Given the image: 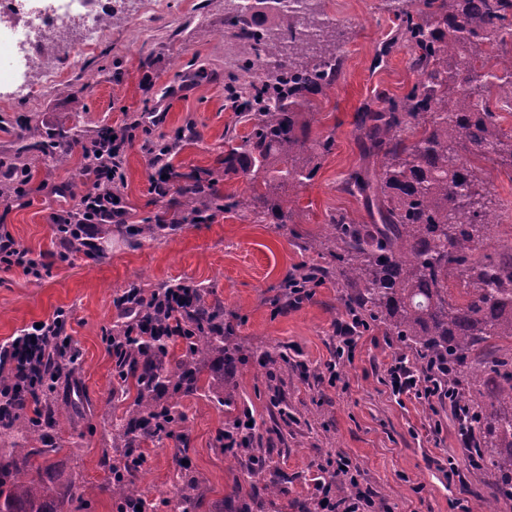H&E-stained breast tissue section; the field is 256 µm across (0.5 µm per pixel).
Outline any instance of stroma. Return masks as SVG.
Wrapping results in <instances>:
<instances>
[{
	"label": "stroma",
	"instance_id": "1",
	"mask_svg": "<svg viewBox=\"0 0 512 512\" xmlns=\"http://www.w3.org/2000/svg\"><path fill=\"white\" fill-rule=\"evenodd\" d=\"M323 5L345 30L344 57L336 84L313 101L310 136L332 130L336 142L312 180L291 197L288 223H260L241 211L137 245L122 225L103 224L105 258L62 263L56 259L61 246L51 215L87 189L86 180L75 174L76 157L39 167L29 195L0 196V229L44 266L38 279L0 266V342L62 310L82 353L74 398L85 414L60 422L59 449L49 456L52 466L72 473L83 491L69 512H118L102 467L103 460L119 455L103 439L116 413L106 335L118 319L114 300L132 281L148 288L161 282L208 286L210 301L224 309V346L232 353L228 359L210 353L206 365L223 373L233 407L197 395L181 397L185 422L178 437L140 447L141 483L152 491L155 512H170L179 454L201 481V512H314V480L339 455L349 460L377 512H475L480 499L490 496V486L464 464L447 402L392 395L387 368L402 346L382 327L370 326L353 353L341 359L337 379H330L326 365L336 353L333 325L345 315L343 290L335 280L321 281L294 307L279 295L280 282L296 266L323 265L306 245L329 232L333 215L368 218L362 200L341 189L346 173L361 163L353 132L357 110L376 91L399 97L418 79L406 46H396L381 65L373 63L392 26L385 0H324ZM168 12L166 25L127 18L93 51L73 46L66 79L45 93L0 95V159L12 155L27 121L44 133H85L121 128L133 112L160 110L165 118L153 136H172L188 124L198 133L196 142L175 156L177 170L216 168L224 154V130L234 121L224 108V84L236 51L223 36L224 0H168ZM124 156L128 222L138 224L164 205L149 191L151 167L141 139L131 140ZM473 162L502 203L500 222L484 245L485 254L493 256L512 245V171L484 156ZM265 350L287 352L288 359L260 366L257 357ZM244 408L256 420L254 445L266 451L265 480L277 492L258 491L243 506L236 491L247 487L248 473L222 452L219 434Z\"/></svg>",
	"mask_w": 512,
	"mask_h": 512
}]
</instances>
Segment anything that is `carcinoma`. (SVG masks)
<instances>
[{
    "label": "carcinoma",
    "mask_w": 512,
    "mask_h": 512,
    "mask_svg": "<svg viewBox=\"0 0 512 512\" xmlns=\"http://www.w3.org/2000/svg\"><path fill=\"white\" fill-rule=\"evenodd\" d=\"M305 29L294 46L283 31L293 18L280 11L264 26L253 24L254 14L238 5L227 12L225 23L236 36H244L275 59L289 51L288 72L274 63L255 75V64L239 48L236 72L224 85V106L235 123L251 126L240 135L224 131V175L242 173L252 194L242 198L219 187L214 171L191 176L176 171L171 156L181 143L195 140L192 126L176 131L171 139L149 137L144 148L154 162L165 163L168 178L153 188L179 212L168 218L156 215L143 224H129L131 238H157L183 229L186 224H210L219 214L251 211L261 220L282 224L288 215L277 203L287 188L298 191L315 171V159L332 151L335 131L310 139L306 112L311 97L331 87L341 73L338 51L343 43L338 23L322 9L323 0H305ZM391 37L375 62H382L394 45L411 50L410 67L420 80L401 97L378 92L355 116L354 133L362 141L366 161L351 170L343 191L362 197L370 222L344 214L332 220V233L311 245L334 266H300L290 277L305 287L328 276L348 290L345 311L370 323L431 362L445 366L448 395L470 413L458 419V430L476 436L482 470L494 475L495 495L512 499V351L500 353L493 340L512 342V247L492 257L475 246L488 239L499 208L487 188L482 170L468 154L493 155L512 169V133L503 130L500 117L485 97L490 82L479 75L497 69L495 85L512 99V56L492 55L493 49L512 39V0H392ZM26 137L14 149L8 166L10 181L27 188L42 163L63 164L68 152L59 150L64 134L44 141L37 127H25ZM112 129L102 127L88 138L76 137L78 171L86 174L95 160L93 145L106 141ZM196 312L182 316L186 327L176 342L178 356L169 348L125 347L116 333L107 341L120 348L116 368L118 398L136 395L112 422L107 436L124 443L122 461L109 471L136 469L134 449L140 442L160 443L167 427L183 422L174 406L160 403L157 393L174 381V391L192 394L202 388L224 404V380L209 376L201 384L204 357L224 352V310L207 302L202 286L193 287ZM69 415V407L55 400L53 377H44L32 402V414L0 420V512H64L72 481L49 467L32 474L30 459L51 448H28L44 442L48 429ZM245 463L252 482L261 481L266 458L246 448L235 454ZM174 512H199L202 492L195 477L180 474ZM112 494L134 512L153 508L149 494L124 479L107 482Z\"/></svg>",
    "instance_id": "cac0c4a2"
}]
</instances>
